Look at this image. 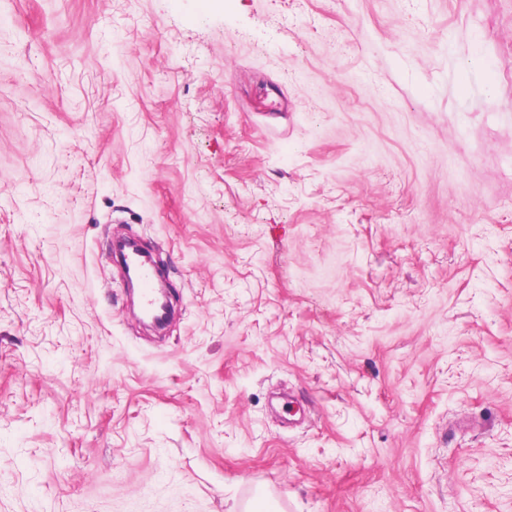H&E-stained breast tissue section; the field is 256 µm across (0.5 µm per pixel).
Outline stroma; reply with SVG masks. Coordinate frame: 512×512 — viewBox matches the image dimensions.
I'll return each mask as SVG.
<instances>
[{"label": "stroma", "instance_id": "stroma-1", "mask_svg": "<svg viewBox=\"0 0 512 512\" xmlns=\"http://www.w3.org/2000/svg\"><path fill=\"white\" fill-rule=\"evenodd\" d=\"M257 500L512 512V0H0V512Z\"/></svg>", "mask_w": 512, "mask_h": 512}]
</instances>
